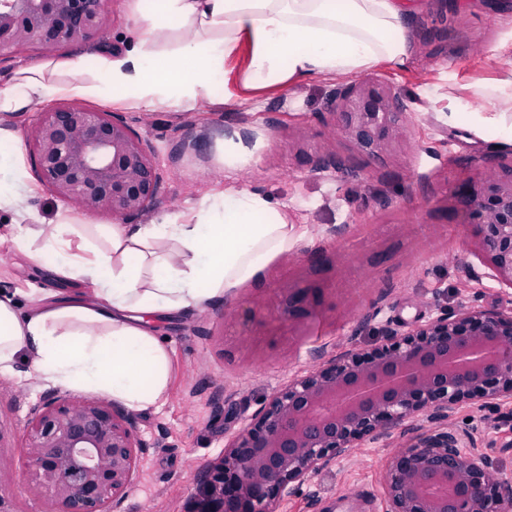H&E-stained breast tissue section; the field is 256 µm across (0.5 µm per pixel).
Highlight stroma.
I'll return each mask as SVG.
<instances>
[{
  "label": "stroma",
  "mask_w": 512,
  "mask_h": 512,
  "mask_svg": "<svg viewBox=\"0 0 512 512\" xmlns=\"http://www.w3.org/2000/svg\"><path fill=\"white\" fill-rule=\"evenodd\" d=\"M109 25L82 52L122 50L136 26L133 0H105ZM413 27L407 69L381 63L367 74L389 81L412 116L402 137L377 155L359 152L329 112L336 77H314L250 95L238 105L203 104L190 111H146L127 104L118 112L142 136L160 177L155 204L138 216L148 224L180 212L194 219L202 198L244 187L285 207L304 236L275 257L253 281L207 309L188 308L155 320L170 355L167 401L137 412L146 445L137 461L122 512H183L201 474L224 442L249 421L277 389L334 355L384 343L385 332L448 310L502 309L512 290L485 277L487 264L466 234L464 207L449 191L479 184L485 159L512 164V145L493 125L512 119V0H406ZM76 47L27 48L0 58V89L18 70L65 60ZM495 85L497 96L477 93ZM480 105L487 124L470 127L468 110ZM242 145L253 157L239 165L224 145ZM331 149L342 171L320 172L313 160ZM30 213L22 223L0 212V296L21 312L61 295L81 296L87 285L54 276L15 244L20 228L34 232L57 221L60 210L85 224L89 215L55 197L27 166ZM344 227L341 237L330 227ZM303 301L290 317V296ZM47 386L25 376H0V456L10 464L0 477V497L14 512H47L48 497L25 464V424ZM448 425L465 451L490 460L512 488V404H470L451 413ZM426 417L407 419L362 442L329 467L291 487L277 512H332L341 495L370 499L368 512H384L387 460L428 429Z\"/></svg>",
  "instance_id": "35a3bbf8"
}]
</instances>
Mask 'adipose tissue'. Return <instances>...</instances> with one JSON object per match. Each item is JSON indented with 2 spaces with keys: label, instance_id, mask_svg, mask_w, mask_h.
<instances>
[{
  "label": "adipose tissue",
  "instance_id": "1",
  "mask_svg": "<svg viewBox=\"0 0 512 512\" xmlns=\"http://www.w3.org/2000/svg\"><path fill=\"white\" fill-rule=\"evenodd\" d=\"M137 26L121 51L79 54L17 72L0 89V112L59 98L191 110L214 102V80L240 44L250 54L243 92L283 89L313 76H354L411 50L402 0H134ZM91 81H84V74ZM30 189L18 138L0 128V209L28 214ZM42 247L17 239L36 263L89 285L79 304L22 313L0 298V376L27 352L46 384L110 395L131 411L162 405L170 358L151 322L159 313L204 308L254 279L299 239L285 211L260 193L205 197L194 222L170 213L149 224L42 228Z\"/></svg>",
  "mask_w": 512,
  "mask_h": 512
}]
</instances>
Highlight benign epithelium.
<instances>
[{
  "mask_svg": "<svg viewBox=\"0 0 512 512\" xmlns=\"http://www.w3.org/2000/svg\"><path fill=\"white\" fill-rule=\"evenodd\" d=\"M103 0H0V57L21 48L83 46L106 28ZM339 130L374 154L399 137L398 93L370 79L336 88ZM41 183L88 213L128 219L160 183L141 137L121 115L79 104L47 107L31 130ZM478 186L454 187L488 261L485 278L512 288V165L486 159ZM315 169H342L326 150ZM512 401V313L445 311L389 333L386 343L335 356L274 391L201 477L190 512H277L290 486L404 420L433 423L385 465L386 512H503L512 491L482 453L462 451L443 424L461 404ZM27 465L51 512H119L145 445L135 417L98 398L49 393L26 423Z\"/></svg>",
  "mask_w": 512,
  "mask_h": 512,
  "instance_id": "obj_1",
  "label": "benign epithelium"
}]
</instances>
